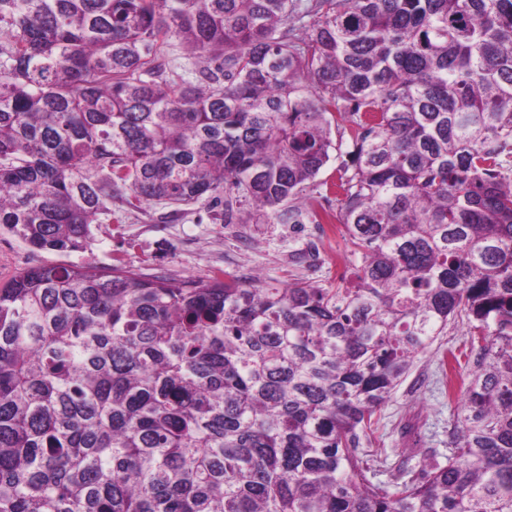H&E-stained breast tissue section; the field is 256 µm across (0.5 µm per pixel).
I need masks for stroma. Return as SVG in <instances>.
<instances>
[{"instance_id":"1","label":"stroma","mask_w":512,"mask_h":512,"mask_svg":"<svg viewBox=\"0 0 512 512\" xmlns=\"http://www.w3.org/2000/svg\"><path fill=\"white\" fill-rule=\"evenodd\" d=\"M129 196L125 189L113 199L111 220L94 225V241L86 252L38 251L0 229V283L33 266L89 261L103 270L118 266L174 282L223 276L247 281L257 274L284 288L295 282L323 284L354 261L353 248L336 224H228L223 205L204 201L171 218L159 204L130 206ZM466 331L465 325H449L437 347L415 358L409 375L379 412L376 436L387 460L376 466L372 482L392 484L399 471L417 470L425 456L447 461L451 431L463 405L454 386L476 370L480 356L471 353L457 374L449 376L439 368L437 349L462 347ZM408 424L414 425L415 437L404 435Z\"/></svg>"}]
</instances>
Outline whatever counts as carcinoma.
Listing matches in <instances>:
<instances>
[{
    "label": "carcinoma",
    "instance_id": "1",
    "mask_svg": "<svg viewBox=\"0 0 512 512\" xmlns=\"http://www.w3.org/2000/svg\"><path fill=\"white\" fill-rule=\"evenodd\" d=\"M511 155L512 0H0V229L85 252L127 188L336 223L359 258L0 284V512H512ZM452 321L484 362L448 463L375 484L362 440ZM335 152L331 153V159L318 176L314 183H309L307 187L302 191L303 202L308 206L315 209H320V206H327V202L324 199L325 187L321 185L322 182L327 181L328 183L336 179V167L340 160H336Z\"/></svg>",
    "mask_w": 512,
    "mask_h": 512
}]
</instances>
